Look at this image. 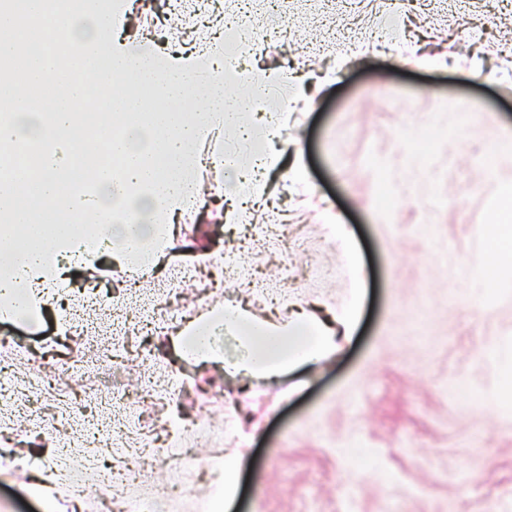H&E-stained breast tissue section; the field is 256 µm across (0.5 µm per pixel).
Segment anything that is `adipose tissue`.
<instances>
[{"mask_svg":"<svg viewBox=\"0 0 512 512\" xmlns=\"http://www.w3.org/2000/svg\"><path fill=\"white\" fill-rule=\"evenodd\" d=\"M45 12L46 0H0V32L10 39L0 52V147L37 145L28 158L0 163V315L29 322L52 307V289L70 265L104 257L150 274L178 245L173 222L191 215L201 166L232 175L230 184L214 186L216 197L257 200L264 173L282 162L271 149L246 165L225 159L220 148L198 151L224 129L241 137L252 131L238 107L240 83L227 78L223 35L190 51L163 52L127 35L130 0H62L45 43L30 47L22 21ZM52 81L59 85L52 111H35L23 88ZM198 95L204 110L186 111ZM88 100L92 111H79ZM90 127L109 133L114 166L95 162L84 136ZM497 189L502 222L481 235L491 260L480 278L489 289L512 259V181H498ZM354 329L351 308L327 316L302 309L260 322L238 306L202 321L182 347L215 359L214 338L226 332L241 349L235 371L272 378L319 362L337 336Z\"/></svg>","mask_w":512,"mask_h":512,"instance_id":"adipose-tissue-1","label":"adipose tissue"}]
</instances>
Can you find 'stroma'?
<instances>
[{"label": "stroma", "mask_w": 512, "mask_h": 512, "mask_svg": "<svg viewBox=\"0 0 512 512\" xmlns=\"http://www.w3.org/2000/svg\"><path fill=\"white\" fill-rule=\"evenodd\" d=\"M317 11L316 0H291L286 38L248 65L275 74L273 90L292 105L272 143L282 164L266 176L270 202L252 203L242 224L176 221L185 247L131 294L170 288L200 311L239 304L264 320L260 280L286 314L355 301L352 340L337 339L313 370L269 381L225 372L235 340L222 360L203 362L173 329L149 340L159 352L148 362L149 341L129 322L120 357L89 381L132 390L147 377L162 388L186 377L150 410L211 423L190 437L196 456L175 512H202L205 501L212 512H482L489 501L512 512V395L488 400L512 377V267L486 290L477 237L497 222L490 172L512 179V154L491 150L512 131V0H355L323 20ZM412 53L420 64H403ZM475 66L498 81H475ZM466 102L478 104L477 123L461 124ZM258 224L287 225L288 237L266 241ZM202 254L210 273L231 255L256 278L220 288L176 279L177 264ZM57 334L50 312L35 323L0 319V338L42 348ZM232 448V493L198 481ZM0 503L63 512L3 471Z\"/></svg>", "instance_id": "1"}]
</instances>
